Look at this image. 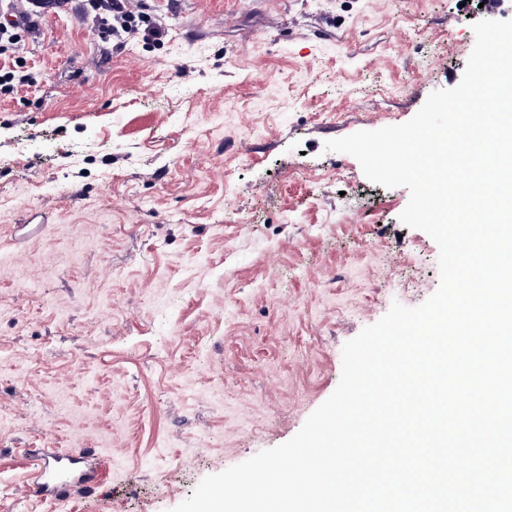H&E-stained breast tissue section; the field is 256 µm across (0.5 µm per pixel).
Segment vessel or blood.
<instances>
[{
  "mask_svg": "<svg viewBox=\"0 0 512 512\" xmlns=\"http://www.w3.org/2000/svg\"><path fill=\"white\" fill-rule=\"evenodd\" d=\"M95 480L94 468L86 456L78 453L63 455L51 451L34 456L28 473L30 486L44 497L63 498L71 490L87 487Z\"/></svg>",
  "mask_w": 512,
  "mask_h": 512,
  "instance_id": "1",
  "label": "vessel or blood"
}]
</instances>
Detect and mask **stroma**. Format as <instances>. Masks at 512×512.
<instances>
[{
	"label": "stroma",
	"mask_w": 512,
	"mask_h": 512,
	"mask_svg": "<svg viewBox=\"0 0 512 512\" xmlns=\"http://www.w3.org/2000/svg\"><path fill=\"white\" fill-rule=\"evenodd\" d=\"M57 2L15 53L31 86L0 94V512H172L437 290L409 189L324 144L457 86L512 0H146L162 42L120 48ZM40 448L85 450L93 488L30 493Z\"/></svg>",
	"instance_id": "1"
}]
</instances>
